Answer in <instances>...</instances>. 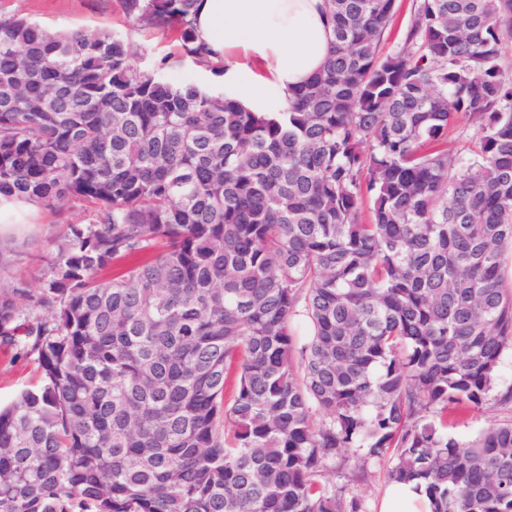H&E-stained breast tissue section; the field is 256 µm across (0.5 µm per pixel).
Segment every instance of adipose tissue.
Listing matches in <instances>:
<instances>
[{
  "label": "adipose tissue",
  "instance_id": "ef3b65f1",
  "mask_svg": "<svg viewBox=\"0 0 512 512\" xmlns=\"http://www.w3.org/2000/svg\"><path fill=\"white\" fill-rule=\"evenodd\" d=\"M198 37L225 57L224 92L254 112L287 100L325 64L326 0H199ZM379 512H431L413 484L391 482Z\"/></svg>",
  "mask_w": 512,
  "mask_h": 512
}]
</instances>
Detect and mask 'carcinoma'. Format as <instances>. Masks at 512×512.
<instances>
[{
  "instance_id": "cac0c4a2",
  "label": "carcinoma",
  "mask_w": 512,
  "mask_h": 512,
  "mask_svg": "<svg viewBox=\"0 0 512 512\" xmlns=\"http://www.w3.org/2000/svg\"><path fill=\"white\" fill-rule=\"evenodd\" d=\"M116 2L176 53L0 13V200L94 206L35 286L0 241V351L41 371L0 407V512H365L321 480L351 448L432 512H512V419L448 431L512 352V0H415L385 53L397 0H327L273 112L224 94L199 0ZM165 76L175 83H194L198 85L208 83V77L204 71L190 63L166 70ZM476 137V126L465 116H458L448 131V145L458 150L471 146Z\"/></svg>"
}]
</instances>
